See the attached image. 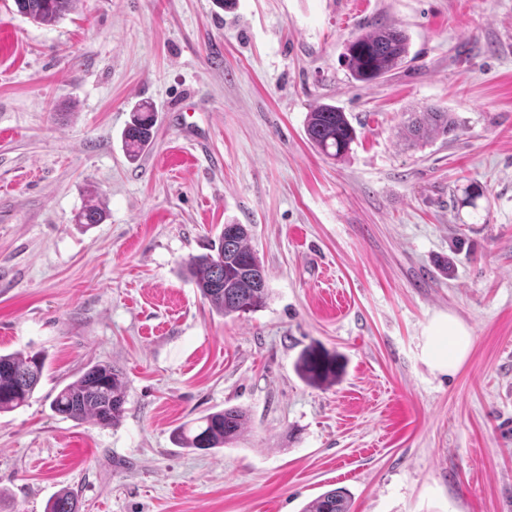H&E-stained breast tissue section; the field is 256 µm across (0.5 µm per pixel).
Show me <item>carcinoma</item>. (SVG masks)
<instances>
[{"label":"carcinoma","mask_w":512,"mask_h":512,"mask_svg":"<svg viewBox=\"0 0 512 512\" xmlns=\"http://www.w3.org/2000/svg\"><path fill=\"white\" fill-rule=\"evenodd\" d=\"M78 0H14L17 12L34 23L51 25L68 15ZM408 56V37L393 26H377L355 35L345 48L344 57L351 78L371 83L398 68ZM156 113L151 105L140 104L122 133L123 147L130 160H136L154 137ZM461 127L453 113L440 108L413 112L401 127L399 136L408 146L434 136H446ZM305 134L309 143L327 157L339 160L350 152L357 131L340 108L323 103L307 113ZM105 218L98 204H89L80 214L82 224H100ZM234 233L224 232L209 245L206 253L192 255L187 270L203 299L215 311L227 316L263 307L268 299L267 275L251 246V228L233 225ZM45 366L40 353L0 354V413L25 405L38 385ZM343 365L328 351L309 347L295 362L297 375L312 386L336 383ZM127 382L121 369L94 364L62 388L52 400L56 414L74 421H91L107 427L124 413ZM249 417L239 407L207 414L194 427L183 424L175 431L182 448L209 451L237 443L247 429ZM78 499L68 490L52 497L46 512H78ZM302 512H350L348 494L338 488L310 501Z\"/></svg>","instance_id":"cac0c4a2"}]
</instances>
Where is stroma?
<instances>
[{"label": "stroma", "instance_id": "1", "mask_svg": "<svg viewBox=\"0 0 512 512\" xmlns=\"http://www.w3.org/2000/svg\"><path fill=\"white\" fill-rule=\"evenodd\" d=\"M409 37L391 77L352 80L347 41ZM190 109L177 113L178 102ZM157 113L131 161L133 107ZM358 139L307 140L319 103ZM462 124L419 148L406 113ZM482 186L476 207L467 185ZM92 203L102 223H77ZM247 224L264 308L212 311L185 264ZM455 316L472 350L427 361ZM340 355L335 385L294 370ZM40 352L27 405L0 413V512H512V0H80L52 25L0 0V352ZM120 368L101 427L53 413L86 366ZM227 407L249 427L190 451L174 430ZM305 134L314 148L336 160L349 154L357 138V131L345 112L328 103L316 105L307 113ZM342 369L343 365L336 354L317 347L304 349L295 362L297 375L312 386L335 384ZM302 512H350V499L344 490L335 488L310 501Z\"/></svg>", "mask_w": 512, "mask_h": 512}]
</instances>
